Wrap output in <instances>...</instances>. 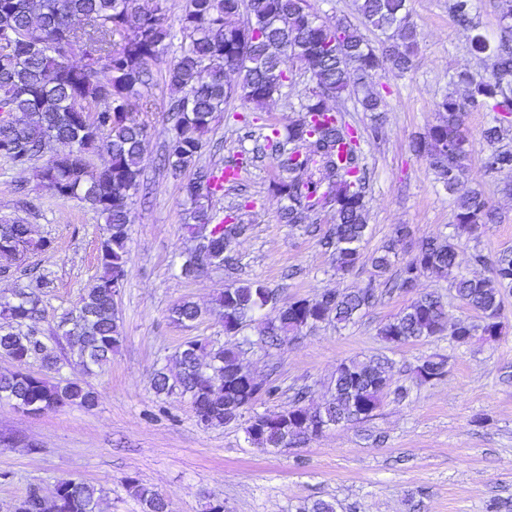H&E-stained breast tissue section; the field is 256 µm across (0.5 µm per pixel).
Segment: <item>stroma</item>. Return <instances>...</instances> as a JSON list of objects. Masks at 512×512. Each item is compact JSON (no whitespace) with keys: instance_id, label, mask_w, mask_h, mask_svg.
I'll return each instance as SVG.
<instances>
[{"instance_id":"obj_1","label":"stroma","mask_w":512,"mask_h":512,"mask_svg":"<svg viewBox=\"0 0 512 512\" xmlns=\"http://www.w3.org/2000/svg\"><path fill=\"white\" fill-rule=\"evenodd\" d=\"M411 6L418 55L404 76L379 78L376 88L387 103L381 120L356 110L353 98L336 103L361 132L380 128L379 136L368 135L363 145L371 170L364 251L380 250L395 225L405 224L411 235L400 252L404 260L422 239L450 233L454 208L453 196L410 144L436 123L435 103L450 92L454 71L487 76L493 69L492 59L471 54L470 32L449 13L448 0H412ZM181 15L177 7L169 15L173 37L153 67V81L135 114L148 135L144 189L130 211L131 260L117 299L124 340L111 362L92 374L69 350L59 353L60 379L91 386L98 397L93 409L65 406L34 415L0 400V512H14L33 487L51 497L63 479L101 485L100 512H139L123 482L134 474L166 495L170 512H205L212 499L223 500L227 512H295L302 501L319 498L336 499L338 512H407L411 497L422 501L424 512H486L492 500L512 502V293L503 298L501 336H477L466 344L447 335L386 344L379 328L410 302V295L388 292L383 279H372L368 265L337 272L316 236L280 223L281 201L270 187L281 171L269 157L244 165L241 192L212 200L214 212L237 208L248 226L234 245L238 279L262 281L284 303L371 282L380 292L378 303L346 328L322 323L281 347H251L243 338L255 335L254 327L240 335L224 333L223 310L215 302L229 283L223 271L181 276L179 256L192 246L181 229L190 204L182 178L159 164L168 136L166 110L175 95L165 72L185 43ZM292 77L262 108L231 102L227 115L219 116L205 136L201 166H222L228 157L253 148L232 113L247 115L250 130L258 134L271 125H287L310 84L303 65H294ZM488 120L484 112L465 117L470 146L466 176L458 187L462 193L482 188L499 216L459 242L458 270L477 278L486 270L472 263L474 250L490 255L512 250V173L493 180L483 175L488 145L480 131ZM39 170L36 164L19 170L0 157V223L23 221L35 237L51 242L48 250L28 253L0 274V299L30 285L32 271H50L54 285L42 297L39 327L51 341L64 314L103 273L97 255L105 221L88 204L55 195L41 182ZM183 301L200 307L197 320L181 324L171 319V308ZM197 338L239 348L246 371L279 386L275 398L263 396L253 404L254 415L286 407L295 389L305 386L310 404L318 405L340 363H366L380 354L392 361V385L408 386L409 395L402 400L385 396L369 420L331 430L300 447L264 451L246 442V418L206 428L188 397L155 394V369L173 366L176 349ZM432 354L447 356V375L433 384L413 383L410 367Z\"/></svg>"}]
</instances>
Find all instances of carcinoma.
<instances>
[{"mask_svg": "<svg viewBox=\"0 0 512 512\" xmlns=\"http://www.w3.org/2000/svg\"><path fill=\"white\" fill-rule=\"evenodd\" d=\"M174 6L175 0H155L149 11L141 9L139 0H0V156L25 169L48 142H58L62 154L42 166L41 181L62 199L90 204L105 219L98 257L103 275L69 312L70 321L59 325V339L88 372L102 368L123 342L115 299L124 287L130 261V204L141 185L147 136L146 126L133 118V112L152 80V65L171 37L167 16ZM497 9L503 36L492 42L473 24V0H449L454 19L470 27L471 51L494 59L493 73L488 78L455 73L451 82L465 88V97L444 94L436 103L438 122L412 142V151L426 160L450 194L466 172L468 112L490 114L482 131L489 144L484 176L495 179L512 172V146L502 144L512 127V0H497ZM355 10L360 22L343 17L329 24L320 20L309 0H187L181 28L189 42L166 72L168 85L178 96L169 102L172 127L161 163L175 176L193 172L183 184L191 205V222L183 228L206 226L208 268L237 270L232 244L225 236L233 229L240 236L246 227L227 226L235 220L233 211L220 216L208 205L210 198L224 193V182L216 169L199 165L203 136L231 101L239 98L260 106L281 93L289 64L296 60L305 64L312 82L300 98L301 115L283 130L273 126L259 134L252 148V154L268 155L282 169L283 176L271 186L284 201L281 220L306 225V231L332 253L336 270L342 273L368 261L374 275L381 277L399 258L398 246L410 233L405 224L395 226L380 251L364 255L369 184L364 136L327 101L351 91L362 111H380L385 100L371 84L383 72L402 76L412 70L418 33L410 0H356ZM367 30L385 36L381 48L369 42ZM116 36L120 37L117 48ZM78 51L85 62L72 66L69 59ZM228 71L238 80H225ZM100 150L108 161L95 170L89 154ZM326 209L333 213L334 224L322 233L317 214ZM493 219L481 190L456 196L452 233L422 240L393 280V288L407 294L426 273L447 277L454 296L478 313V321H450L441 296L426 293L381 325L384 341L405 345L446 331L469 339L478 334L502 335V297L512 292V251L495 257L473 252L471 259L488 269V277L455 272L456 240L463 234L475 235ZM49 246L44 239H34L27 224H0V257L14 259ZM51 284L42 272L35 278V288L0 303V318L7 325L0 329L1 357L21 363L39 356L48 371L59 369L60 358L37 328L39 290ZM216 302L224 309L225 333L236 334L255 323L256 343L277 345L323 322L344 328L373 307L377 296L370 281L350 292L326 291L312 300L281 305L277 294L261 281L247 280L224 288ZM199 316V308L189 301L171 309L176 322H192ZM174 358L179 372L172 378L165 368L156 370L155 392L188 397L198 423L205 427L234 421L261 395L278 392L277 386L260 383L244 371L238 352L215 348L207 340L183 343ZM388 365L384 356L367 365L352 360L340 363L324 404L308 408L305 393L298 392L288 407L254 416L245 427L247 442L270 450L285 442L293 447L320 436L319 423L326 416L339 427L373 417L389 390L401 398L408 394L404 385L391 388ZM447 366L445 357L432 355L420 361L415 374L429 383L442 379ZM2 397L28 413L74 405L90 409L97 402L96 393L83 381L53 382L45 375L22 371L0 375ZM124 482L140 512H169L162 493L135 476L125 477ZM101 500L97 486L68 480L57 485L49 499L30 490L21 500L20 512H99ZM297 512H337L336 502L305 501Z\"/></svg>", "mask_w": 512, "mask_h": 512, "instance_id": "carcinoma-1", "label": "carcinoma"}]
</instances>
